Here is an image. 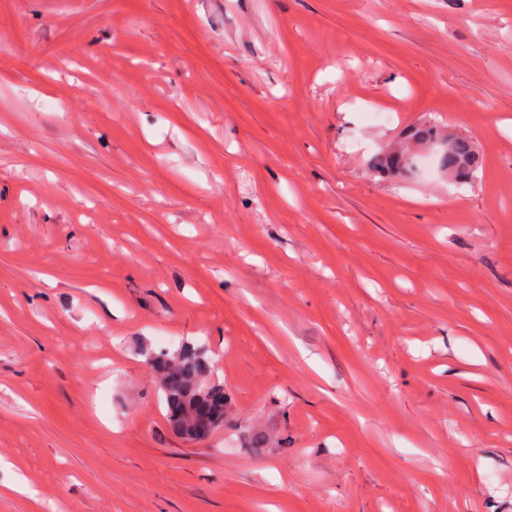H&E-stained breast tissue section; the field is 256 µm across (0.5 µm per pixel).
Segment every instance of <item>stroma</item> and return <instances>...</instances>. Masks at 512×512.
Masks as SVG:
<instances>
[{
    "label": "stroma",
    "mask_w": 512,
    "mask_h": 512,
    "mask_svg": "<svg viewBox=\"0 0 512 512\" xmlns=\"http://www.w3.org/2000/svg\"><path fill=\"white\" fill-rule=\"evenodd\" d=\"M1 29L0 512H512V0ZM422 123L472 185L370 170ZM184 344L230 398L204 442L142 355ZM412 140L417 143L437 142L444 144L445 148L440 155V167L450 170L457 181H467L473 175V168L476 163V153L473 143L463 137L448 134L446 138H439L434 127H418L412 132ZM449 144V155H448Z\"/></svg>",
    "instance_id": "35a3bbf8"
}]
</instances>
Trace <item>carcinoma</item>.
Here are the masks:
<instances>
[{"label": "carcinoma", "mask_w": 512, "mask_h": 512, "mask_svg": "<svg viewBox=\"0 0 512 512\" xmlns=\"http://www.w3.org/2000/svg\"><path fill=\"white\" fill-rule=\"evenodd\" d=\"M412 140L417 143L438 141L449 146L441 152L440 167L450 170L457 181L463 182L472 177L476 153L469 139L452 135L443 139L430 126L414 129ZM375 167L388 172L409 173L413 157L405 151H388L377 159ZM146 362L157 375L169 424H174L178 415L187 420L205 415L213 420L214 427L221 425L228 397L224 393V385L206 381L211 360L204 346H184L173 353L148 352Z\"/></svg>", "instance_id": "carcinoma-1"}]
</instances>
